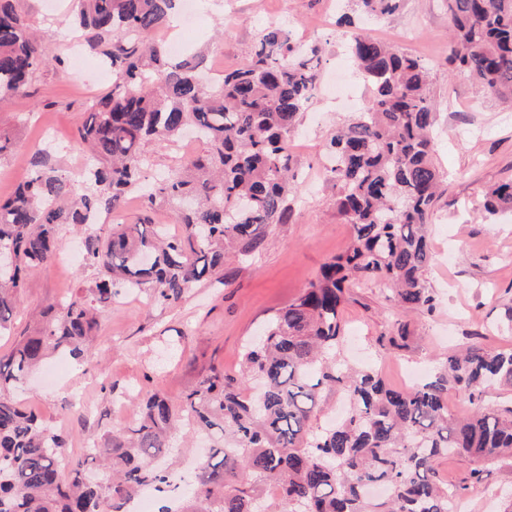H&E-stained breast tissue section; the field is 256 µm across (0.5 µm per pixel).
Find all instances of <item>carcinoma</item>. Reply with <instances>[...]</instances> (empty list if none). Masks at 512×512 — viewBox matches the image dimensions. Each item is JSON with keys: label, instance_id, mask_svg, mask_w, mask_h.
Segmentation results:
<instances>
[{"label": "carcinoma", "instance_id": "cac0c4a2", "mask_svg": "<svg viewBox=\"0 0 512 512\" xmlns=\"http://www.w3.org/2000/svg\"><path fill=\"white\" fill-rule=\"evenodd\" d=\"M0 0V96H25L44 63L38 37L15 6ZM174 0H80L76 25L112 63V88L87 110L77 142L95 165L78 194L43 150L27 178L0 199V332L7 329L18 288L49 262L64 227L109 215L136 192L150 201L184 203L183 232L128 224L84 240V264L97 272L87 294L70 299L35 334L0 356V512H128L145 486L159 492L157 512H456L460 493L437 479L449 455L477 463L512 458V409L482 404L462 419L448 413V390L482 396L512 387V349L471 345L448 355L434 378L400 391L373 368L341 358V311L355 288L383 287L388 301L433 311L425 278L426 226L444 181L433 161L436 119L431 77L415 55L357 35L349 46L372 89L363 109L331 135L336 210L351 226V245L325 262L301 295L246 343L236 376L213 370L175 407L153 393L136 423L90 448L85 463H60L66 437L11 397L48 353L94 359L95 309L132 291L164 306L192 284L218 274L224 252L265 244L266 226L285 224L293 190L289 141L319 91L322 47L300 45L282 28L263 35L250 57L204 81V58L167 66L163 49L143 35L166 23ZM399 0H353L383 16ZM452 21L448 64L481 92L512 99V0H446ZM196 132L207 151L151 179L146 148ZM490 213L512 209V181L486 194ZM346 399V413L316 424L321 394ZM206 432L208 457L186 494L168 497L176 415ZM276 493L269 497V488Z\"/></svg>", "mask_w": 512, "mask_h": 512}]
</instances>
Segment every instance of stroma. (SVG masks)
I'll return each mask as SVG.
<instances>
[{
    "label": "stroma",
    "mask_w": 512,
    "mask_h": 512,
    "mask_svg": "<svg viewBox=\"0 0 512 512\" xmlns=\"http://www.w3.org/2000/svg\"><path fill=\"white\" fill-rule=\"evenodd\" d=\"M330 0H208L182 41L204 52L206 64L221 71L243 63L267 27L282 26L292 38L320 43V83L328 88L340 77L339 66H351L347 46L356 34L399 41L401 49L427 64L437 103L436 162L448 173L445 192L429 226L432 258L426 278L436 298L434 313L406 310L386 301L374 288L354 290L343 318L349 359L375 366L387 385L403 386V373L428 372L448 353L472 337L484 346L512 348V328L500 322L512 307V213L490 216L483 208L486 191L512 180V104L480 93L474 83L451 75L448 44L451 21L445 0H402L392 15L367 18L350 14L347 25L313 29ZM74 0H16L17 10L36 31L48 59L29 93L0 100V132L16 138V148L0 160V197L13 194L27 176L35 149L55 145L58 163L73 180H81L87 154L77 144L87 105L112 85V69L79 75L69 58L82 49L85 34L73 26ZM348 111L335 95L318 96L304 112L299 128L304 142L292 158L295 189L289 197L287 223L267 226L264 247L249 256L224 259L223 278L195 283L181 302L163 307L144 296L124 293L96 313V365L68 364L54 388L43 376L45 362L14 389L12 395L34 410L51 428L69 436V451L104 443L132 425L139 412L137 397L160 392L172 403L198 385L211 370L238 374L244 342L269 317L297 298L321 265L341 253L351 229L336 212V191L325 178L327 142ZM128 224H163L169 232L182 226L173 206H149L129 195L124 206ZM96 277L62 255L27 275L18 291L10 328L0 336V354L19 337L41 327L71 297L84 294ZM407 323L406 338L389 341L391 320ZM473 462L465 456L437 462L440 480L462 487L464 512H504L512 501V459L487 464L482 482L470 479Z\"/></svg>",
    "instance_id": "stroma-1"
}]
</instances>
